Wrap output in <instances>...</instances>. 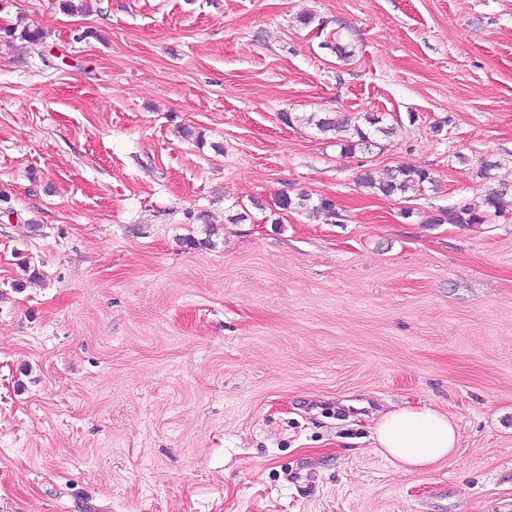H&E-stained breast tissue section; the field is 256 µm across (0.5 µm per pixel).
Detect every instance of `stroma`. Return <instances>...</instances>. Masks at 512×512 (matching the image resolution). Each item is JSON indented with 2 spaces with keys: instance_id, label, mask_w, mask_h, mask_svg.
Instances as JSON below:
<instances>
[{
  "instance_id": "1",
  "label": "stroma",
  "mask_w": 512,
  "mask_h": 512,
  "mask_svg": "<svg viewBox=\"0 0 512 512\" xmlns=\"http://www.w3.org/2000/svg\"><path fill=\"white\" fill-rule=\"evenodd\" d=\"M505 184L512 0H0V512H512ZM363 117L365 121V127H362L360 124L354 122L352 125V118L349 116H343L342 118L336 117H318L314 114L307 115H296V113L292 112H281L280 119L286 125H293L294 123H302L310 126H314L320 132H347L352 131L350 133V140H346V147L349 151H352L356 147L366 146L370 144L371 136L376 133H389L390 128H383L381 126H377L380 123L379 119L374 116H366ZM357 138L356 140H353ZM430 174L423 169L398 167L386 180H376L372 173L364 172L360 177V183L376 193L393 195L395 193L406 194L421 190L425 182H430ZM448 220L450 224H483L485 222L484 216L476 211L475 207L471 205L463 204L453 207L448 211H445L443 216L437 218L438 223ZM374 436L378 447L407 473L449 458L457 444L448 415L427 406L383 414L376 423Z\"/></svg>"
}]
</instances>
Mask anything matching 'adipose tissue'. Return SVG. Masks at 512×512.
Instances as JSON below:
<instances>
[{
  "instance_id": "obj_1",
  "label": "adipose tissue",
  "mask_w": 512,
  "mask_h": 512,
  "mask_svg": "<svg viewBox=\"0 0 512 512\" xmlns=\"http://www.w3.org/2000/svg\"><path fill=\"white\" fill-rule=\"evenodd\" d=\"M374 436L379 448L407 473L450 457L457 444L448 416L427 406L383 414Z\"/></svg>"
}]
</instances>
